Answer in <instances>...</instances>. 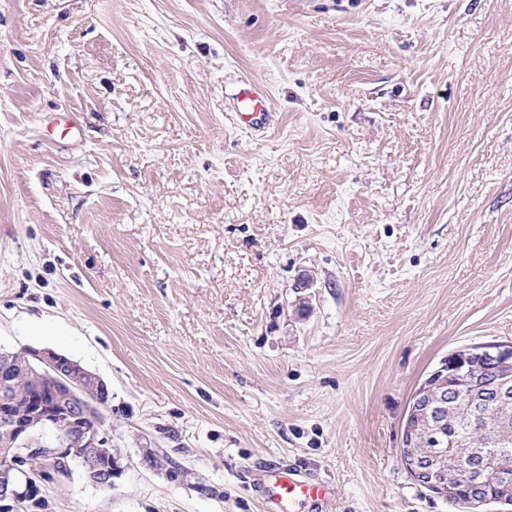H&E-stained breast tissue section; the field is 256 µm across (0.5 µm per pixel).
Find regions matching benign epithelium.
<instances>
[{"label": "benign epithelium", "instance_id": "benign-epithelium-1", "mask_svg": "<svg viewBox=\"0 0 512 512\" xmlns=\"http://www.w3.org/2000/svg\"><path fill=\"white\" fill-rule=\"evenodd\" d=\"M481 361L495 364L499 379L495 401L508 402L512 393V344L476 345L457 350L433 370L414 390L402 421L400 458L414 481L449 502L467 494L468 512H484L489 503L512 505V473L502 461L506 448H495L480 457L456 447L448 435L429 437L421 420L436 413L443 399L433 389V380L448 375L470 382L469 369ZM18 373L39 392L26 409L16 410L12 394ZM110 398L106 383L69 356L50 348L25 347L0 350V425L11 440L0 446V507L37 493L38 485L21 468L20 459H38L52 464L78 463L92 484L112 486L118 464L112 446L96 415ZM506 487L508 494L492 497L487 487Z\"/></svg>", "mask_w": 512, "mask_h": 512}]
</instances>
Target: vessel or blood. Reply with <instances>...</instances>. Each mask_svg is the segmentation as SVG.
Wrapping results in <instances>:
<instances>
[{
    "label": "vessel or blood",
    "mask_w": 512,
    "mask_h": 512,
    "mask_svg": "<svg viewBox=\"0 0 512 512\" xmlns=\"http://www.w3.org/2000/svg\"><path fill=\"white\" fill-rule=\"evenodd\" d=\"M234 108L246 117L250 126L258 129L267 128L273 118L268 94L249 80L241 83ZM264 478V512H282L285 504L303 501L319 504L323 512H335L336 493L323 481L276 466L267 468Z\"/></svg>",
    "instance_id": "vessel-or-blood-1"
}]
</instances>
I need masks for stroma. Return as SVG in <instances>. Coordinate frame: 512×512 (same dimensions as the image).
I'll return each instance as SVG.
<instances>
[{
	"label": "stroma",
	"instance_id": "1",
	"mask_svg": "<svg viewBox=\"0 0 512 512\" xmlns=\"http://www.w3.org/2000/svg\"><path fill=\"white\" fill-rule=\"evenodd\" d=\"M510 343L512 0H0V349L101 376L119 465L13 512H262L265 464L460 512L402 420ZM234 109L246 117L247 123L258 129L267 128L273 118L268 94L256 83L245 80L236 94Z\"/></svg>",
	"mask_w": 512,
	"mask_h": 512
}]
</instances>
